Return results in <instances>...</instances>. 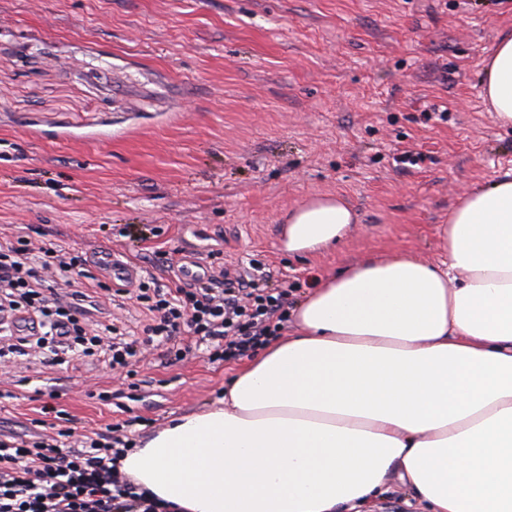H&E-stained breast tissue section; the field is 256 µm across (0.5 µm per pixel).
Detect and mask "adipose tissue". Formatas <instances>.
<instances>
[{"label":"adipose tissue","instance_id":"obj_1","mask_svg":"<svg viewBox=\"0 0 512 512\" xmlns=\"http://www.w3.org/2000/svg\"><path fill=\"white\" fill-rule=\"evenodd\" d=\"M483 94L512 125V36ZM342 199L288 218L286 246L340 241ZM445 262L371 260L324 279L296 330L222 398L182 415L121 470L170 512H355L395 478L430 512H512V174L463 195Z\"/></svg>","mask_w":512,"mask_h":512}]
</instances>
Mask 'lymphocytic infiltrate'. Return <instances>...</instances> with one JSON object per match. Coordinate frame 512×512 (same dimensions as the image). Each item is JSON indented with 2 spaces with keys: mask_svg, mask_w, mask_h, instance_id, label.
Wrapping results in <instances>:
<instances>
[{
  "mask_svg": "<svg viewBox=\"0 0 512 512\" xmlns=\"http://www.w3.org/2000/svg\"><path fill=\"white\" fill-rule=\"evenodd\" d=\"M83 289L68 290L71 279ZM259 261L248 270L214 267L189 286L161 283L154 274L139 282L134 298L147 318L142 330L102 323L88 333L98 308L96 278L85 259L57 244L32 250L27 241L0 245V359L9 355L50 356L127 368L142 337H157L169 359L183 360L189 346L181 333L205 344L211 361H229L263 347L288 322V287L269 288ZM37 321L36 336H15L16 318ZM66 430L56 436L0 438V512H157L153 501L120 472L132 444L123 435L87 436L78 451L63 448Z\"/></svg>",
  "mask_w": 512,
  "mask_h": 512,
  "instance_id": "lymphocytic-infiltrate-1",
  "label": "lymphocytic infiltrate"
}]
</instances>
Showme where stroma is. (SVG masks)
I'll list each match as a JSON object with an SVG mask.
<instances>
[{"label":"stroma","instance_id":"obj_1","mask_svg":"<svg viewBox=\"0 0 512 512\" xmlns=\"http://www.w3.org/2000/svg\"><path fill=\"white\" fill-rule=\"evenodd\" d=\"M511 31L512 0H0V242L109 247L166 282L163 258L214 249L297 283L295 304L366 260L440 261L460 197L512 173L481 85ZM406 151L424 162L398 164ZM336 196L348 234L284 251L288 213ZM185 342L183 361L158 346L128 373L0 367V433L50 405L76 440L118 423L148 437L245 363ZM363 512L427 507L394 478Z\"/></svg>","mask_w":512,"mask_h":512}]
</instances>
